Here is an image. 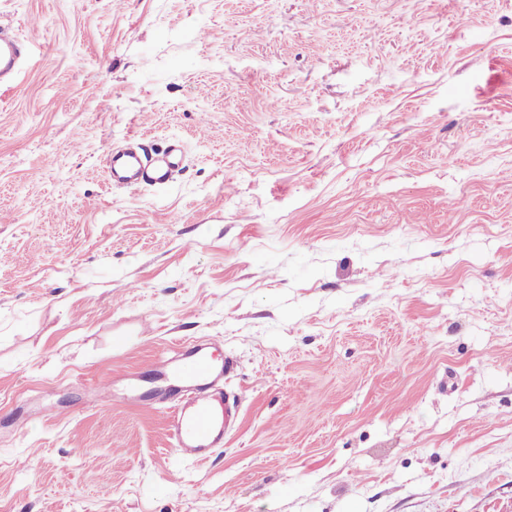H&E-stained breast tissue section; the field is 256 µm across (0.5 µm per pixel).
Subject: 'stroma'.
<instances>
[{"label": "stroma", "mask_w": 512, "mask_h": 512, "mask_svg": "<svg viewBox=\"0 0 512 512\" xmlns=\"http://www.w3.org/2000/svg\"><path fill=\"white\" fill-rule=\"evenodd\" d=\"M0 24V512H512V0ZM133 141L171 183L112 181ZM196 339L241 402L200 463L155 375ZM26 51V44L0 25V85L15 79Z\"/></svg>", "instance_id": "stroma-1"}]
</instances>
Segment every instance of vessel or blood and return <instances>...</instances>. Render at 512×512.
<instances>
[{
	"mask_svg": "<svg viewBox=\"0 0 512 512\" xmlns=\"http://www.w3.org/2000/svg\"><path fill=\"white\" fill-rule=\"evenodd\" d=\"M26 51L22 40L0 26V85L15 79ZM111 168L127 190L135 191L169 184L175 164L165 159L147 166L138 155L123 153L112 156ZM159 368L174 396L169 423L176 453L207 460L223 446L224 433L238 411L236 400L216 388L233 371L231 358L208 344H183L174 355L161 358Z\"/></svg>",
	"mask_w": 512,
	"mask_h": 512,
	"instance_id": "obj_1",
	"label": "vessel or blood"
}]
</instances>
